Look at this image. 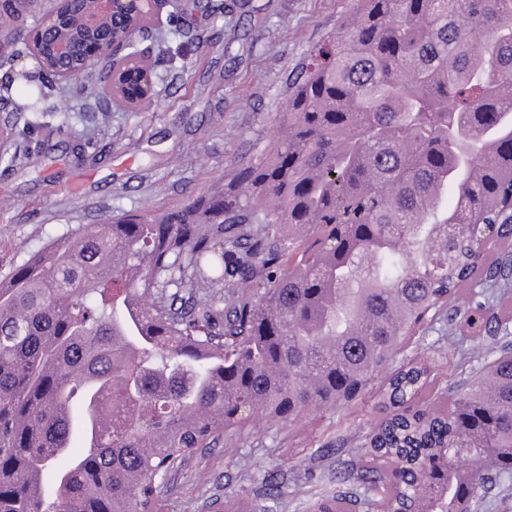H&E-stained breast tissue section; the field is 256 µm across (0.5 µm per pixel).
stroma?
<instances>
[{"mask_svg": "<svg viewBox=\"0 0 512 512\" xmlns=\"http://www.w3.org/2000/svg\"><path fill=\"white\" fill-rule=\"evenodd\" d=\"M354 11L353 0H242L231 13L192 11L187 36L164 44L141 37L156 73L153 104L119 110L104 131L97 115L51 96L43 111L0 107V136L26 152L24 167L0 163V278L47 242L108 216L175 209L223 184L234 167L255 162L281 129L286 79L313 45L334 35ZM238 39L224 41L225 25ZM39 69L27 49L0 59V86L21 99L37 86ZM488 289L473 280L455 309L441 311L407 343L396 364L428 349L444 359L436 388L451 393L502 346L512 347V317L493 310L467 324L470 301ZM375 399L320 410L262 434L224 432L171 470L161 484L160 512H311L322 495H354L352 512H374L373 494L353 470L354 450L378 419Z\"/></svg>", "mask_w": 512, "mask_h": 512, "instance_id": "obj_1", "label": "stroma"}]
</instances>
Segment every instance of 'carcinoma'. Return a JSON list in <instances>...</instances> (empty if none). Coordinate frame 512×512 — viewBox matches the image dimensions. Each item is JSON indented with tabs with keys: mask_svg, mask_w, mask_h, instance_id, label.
Instances as JSON below:
<instances>
[{
	"mask_svg": "<svg viewBox=\"0 0 512 512\" xmlns=\"http://www.w3.org/2000/svg\"><path fill=\"white\" fill-rule=\"evenodd\" d=\"M27 4L0 0V26ZM46 91L76 97L43 46ZM290 80L286 134L177 210L88 224L0 279V512H158L159 481L257 415L375 393L380 512H473L512 475V354L450 404L426 352L375 386L512 239V0H356ZM82 112L151 104L98 83ZM81 437V452L70 453ZM59 459L62 467L53 466ZM338 490L311 512H345Z\"/></svg>",
	"mask_w": 512,
	"mask_h": 512,
	"instance_id": "cac0c4a2",
	"label": "carcinoma"
}]
</instances>
